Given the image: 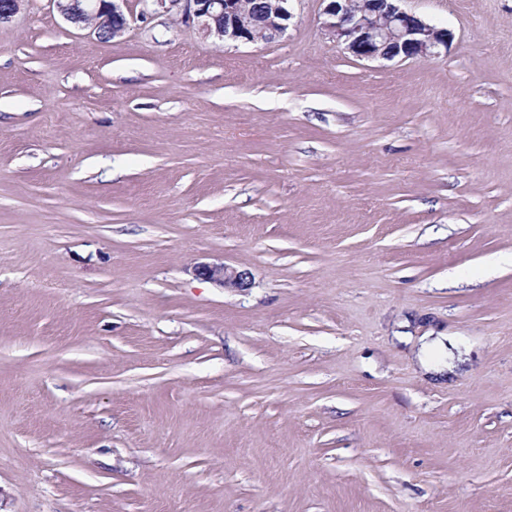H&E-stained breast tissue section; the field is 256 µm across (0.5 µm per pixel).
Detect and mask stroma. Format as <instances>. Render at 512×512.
Segmentation results:
<instances>
[{
	"instance_id": "35a3bbf8",
	"label": "stroma",
	"mask_w": 512,
	"mask_h": 512,
	"mask_svg": "<svg viewBox=\"0 0 512 512\" xmlns=\"http://www.w3.org/2000/svg\"><path fill=\"white\" fill-rule=\"evenodd\" d=\"M404 6L0 24V512H512V0ZM291 0H264L259 4L260 14L266 18L260 27H255L249 14L244 12L239 0H143L142 15L156 9H169L179 5V13L185 24L196 29L203 39L215 38L225 45L272 42L285 33L293 17ZM153 7V9H151ZM258 32V33H257ZM264 33L266 35L264 36ZM403 0H321V28L359 60L435 57L452 34L404 10ZM195 271L199 276L208 279L223 288L242 290L251 285L250 275L247 271L225 265L224 263H198Z\"/></svg>"
}]
</instances>
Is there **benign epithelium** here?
I'll return each mask as SVG.
<instances>
[{"label":"benign epithelium","instance_id":"1","mask_svg":"<svg viewBox=\"0 0 512 512\" xmlns=\"http://www.w3.org/2000/svg\"><path fill=\"white\" fill-rule=\"evenodd\" d=\"M70 23L83 17L95 34L123 35L128 19L121 8L126 0H51ZM290 0H262L265 22L255 27L240 0H142L141 15L159 8L180 6L184 23L204 39L215 38L228 46L272 42L285 33L292 18ZM321 28L351 56L359 60H406L435 57L448 47L452 34L404 10L401 0H321ZM198 275L224 287L242 290L251 285L248 272L223 263L201 262Z\"/></svg>","mask_w":512,"mask_h":512}]
</instances>
